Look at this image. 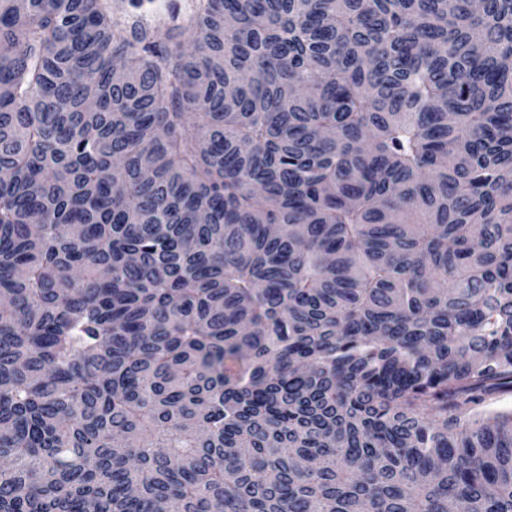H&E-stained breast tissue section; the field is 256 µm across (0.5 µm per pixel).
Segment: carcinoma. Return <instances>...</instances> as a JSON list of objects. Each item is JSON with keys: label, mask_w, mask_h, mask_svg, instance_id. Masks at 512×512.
<instances>
[{"label": "carcinoma", "mask_w": 512, "mask_h": 512, "mask_svg": "<svg viewBox=\"0 0 512 512\" xmlns=\"http://www.w3.org/2000/svg\"><path fill=\"white\" fill-rule=\"evenodd\" d=\"M512 0H0V512H512Z\"/></svg>", "instance_id": "1"}]
</instances>
